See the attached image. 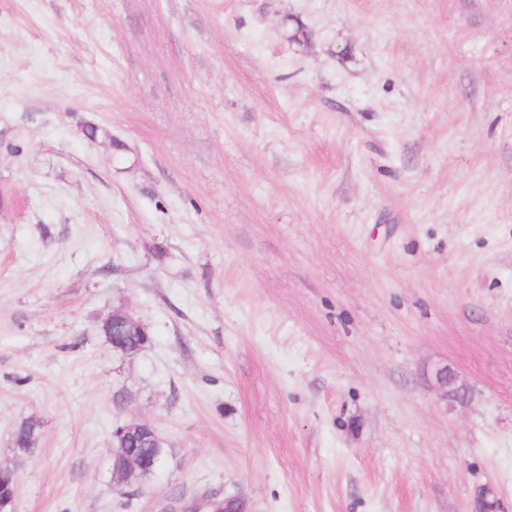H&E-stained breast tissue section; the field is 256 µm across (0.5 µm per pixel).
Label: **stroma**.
<instances>
[{
  "label": "stroma",
  "instance_id": "obj_1",
  "mask_svg": "<svg viewBox=\"0 0 512 512\" xmlns=\"http://www.w3.org/2000/svg\"><path fill=\"white\" fill-rule=\"evenodd\" d=\"M0 466L13 512H512V0H0ZM123 446L116 448L111 459V470L113 473H121L125 465L127 455L150 456L152 448H145L143 445L129 439L122 443Z\"/></svg>",
  "mask_w": 512,
  "mask_h": 512
}]
</instances>
